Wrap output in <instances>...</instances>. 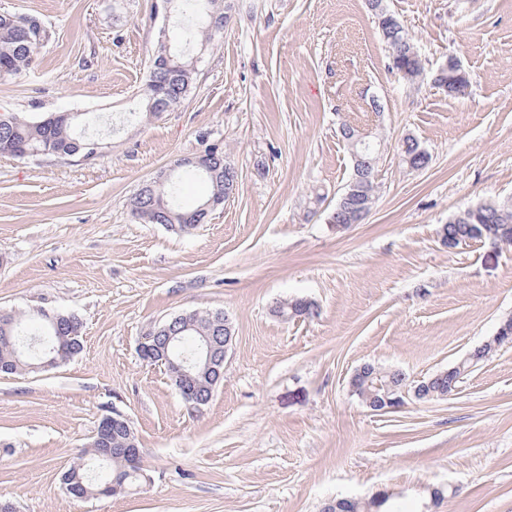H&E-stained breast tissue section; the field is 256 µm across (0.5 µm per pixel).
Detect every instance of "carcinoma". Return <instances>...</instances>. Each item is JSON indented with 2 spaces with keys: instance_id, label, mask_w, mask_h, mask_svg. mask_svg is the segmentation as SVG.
<instances>
[{
  "instance_id": "carcinoma-1",
  "label": "carcinoma",
  "mask_w": 512,
  "mask_h": 512,
  "mask_svg": "<svg viewBox=\"0 0 512 512\" xmlns=\"http://www.w3.org/2000/svg\"><path fill=\"white\" fill-rule=\"evenodd\" d=\"M171 24L167 34L158 40L151 60L144 89L146 114L158 116L179 106L191 92L202 59L212 49L214 41L224 32V12L229 9L227 0H168ZM379 32L392 27L395 32L383 39L391 70H404L410 74L409 82L416 83L424 76L425 66L412 37L393 14H375ZM51 38L48 25L31 15L0 14V74L20 75L29 68L35 50ZM0 122V156L18 160L54 156L61 159L80 158L96 142L91 136H79L76 128L80 114L62 116L56 112L40 119H28L18 113L4 114ZM224 150L206 157L193 156L175 162L178 175L161 173L151 184L146 195L135 194L131 200V213L135 220L146 224H167L181 231L192 230L207 220L206 211L211 202L224 203ZM199 178L211 186L208 197L196 207L186 209L177 201V186L184 180ZM377 170L371 171V180L360 186L345 203V211L331 214L334 224L350 223L351 214L364 206H374L378 197ZM448 234L461 245L470 241L512 242V205L497 201L479 204L462 216L458 223L447 225ZM277 309L288 319L309 318L316 314L313 308H303L301 299L293 298L279 304ZM33 326L23 327L22 318L9 312H0V373L35 372V367L47 357L29 356L21 345L25 336H46L48 344L56 347L51 355L50 367L69 360L82 349V322L70 313L39 309L28 315ZM180 335L183 339L176 355L186 358L195 354L197 342L208 337L224 342V327L214 312H189L182 321ZM512 344V335L495 336L486 344L469 353L456 368L431 383V389L450 390L459 386L462 376L473 363H480L499 348ZM193 386L200 394L208 389L216 376L213 370L202 368L194 372ZM393 383L397 388L407 386V379L396 370L370 365L353 394L360 401L375 394L382 396L385 389L375 384ZM137 443L130 426L110 428L104 441L93 436L91 447L84 456L73 463L63 475L66 491L74 497L91 498L113 495L117 487H130L143 478L141 458L128 455L121 449ZM396 512L391 500L376 506L368 499L346 500L341 512Z\"/></svg>"
}]
</instances>
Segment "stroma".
<instances>
[{
	"instance_id": "35a3bbf8",
	"label": "stroma",
	"mask_w": 512,
	"mask_h": 512,
	"mask_svg": "<svg viewBox=\"0 0 512 512\" xmlns=\"http://www.w3.org/2000/svg\"><path fill=\"white\" fill-rule=\"evenodd\" d=\"M384 4L424 81L391 71L366 0H233L191 94L146 119L156 0H0V14L52 31L29 70L0 75V113L86 112L104 144L90 161L0 157V311L83 323L80 354L0 374V496L17 512H322L380 490L399 492L401 512H512V346L447 400L375 413L351 392L366 363L426 380L512 317V243L449 249L440 236L468 207L512 201V0ZM451 54L463 96L430 79ZM346 122L384 151L371 213L340 231L329 217L352 173ZM407 137L427 167L403 164ZM210 143L238 172L233 198L188 233L135 221L141 184ZM296 297L317 316L272 314ZM209 310L234 340L195 410L137 346ZM112 413L145 477L74 497L62 475Z\"/></svg>"
}]
</instances>
